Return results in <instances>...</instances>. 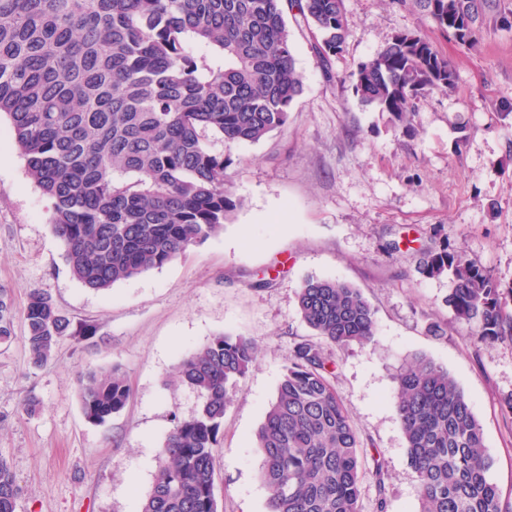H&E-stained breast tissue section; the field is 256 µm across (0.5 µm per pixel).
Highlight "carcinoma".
Listing matches in <instances>:
<instances>
[{
  "mask_svg": "<svg viewBox=\"0 0 512 512\" xmlns=\"http://www.w3.org/2000/svg\"><path fill=\"white\" fill-rule=\"evenodd\" d=\"M443 34L463 17L474 48L494 19L512 28L503 0H411ZM319 35L331 72L347 37L346 0H0V115L28 175L51 201L49 222L72 275L106 290L221 233L242 202L226 189L231 162L210 139L255 143L283 128L302 77L285 16ZM197 46L193 54L187 46ZM362 105L409 130L418 101L451 90L456 72L420 31L395 34L351 74ZM419 271L446 276L445 304L475 343L512 342V284L504 285L448 244L423 249ZM302 321L322 343H299L256 431L266 512H359L362 442L331 379L327 346L375 340V312L360 289L303 280ZM32 364L48 363L76 326L38 289L23 310ZM12 304L0 298V341ZM256 358L255 343L222 334L186 356L176 379L200 397L172 417L140 512H218L216 448L229 388ZM393 406L419 487L418 512H512L487 474L483 428L446 368L419 356L395 376ZM130 389L119 369L79 381L82 412L103 425ZM377 512H387L388 474L376 464ZM19 487L0 458V512H16Z\"/></svg>",
  "mask_w": 512,
  "mask_h": 512,
  "instance_id": "1",
  "label": "carcinoma"
}]
</instances>
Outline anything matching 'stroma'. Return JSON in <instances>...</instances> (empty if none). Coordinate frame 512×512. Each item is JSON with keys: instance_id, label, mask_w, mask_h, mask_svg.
<instances>
[{"instance_id": "obj_1", "label": "stroma", "mask_w": 512, "mask_h": 512, "mask_svg": "<svg viewBox=\"0 0 512 512\" xmlns=\"http://www.w3.org/2000/svg\"><path fill=\"white\" fill-rule=\"evenodd\" d=\"M348 38L325 72L314 37L287 17L303 92L287 125L254 144L215 143L232 164L228 188L242 205L223 232L158 269L106 291L71 274L49 222L50 202L16 153L0 118V295L12 303V337L0 342V458L19 485L17 512H139L172 427L199 407L174 379L180 361L215 336L254 340L257 362L230 392L216 454L219 512H265L255 432L294 347L314 341L297 293L313 275L360 288L375 310L373 343L334 349L333 387L364 443L360 512H376L373 477L382 460L388 512H417V480L390 397L394 376L424 355L448 369L483 426L489 473L512 502V342L475 345L451 324L447 278L418 271L417 243L448 240L480 267L512 283V29L485 26L466 49L399 0H346ZM422 30L452 63V92L426 95L415 129L360 104L350 73L391 37ZM398 249H388V242ZM275 277L274 287L250 288ZM96 330L65 339L34 367L23 308L30 290ZM448 326L429 335L430 322ZM119 368L130 388L124 410L105 425L83 416L79 379ZM36 398L35 413L22 409Z\"/></svg>"}]
</instances>
